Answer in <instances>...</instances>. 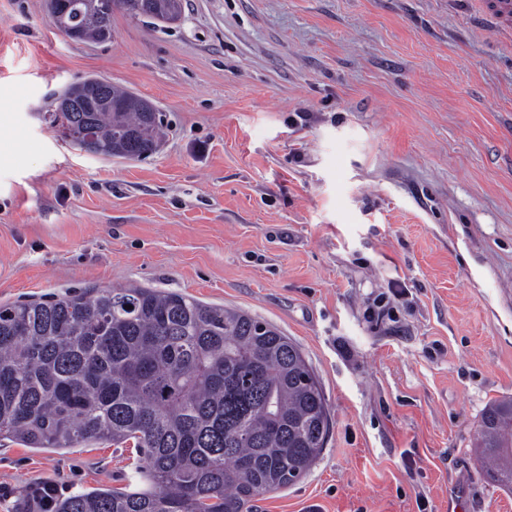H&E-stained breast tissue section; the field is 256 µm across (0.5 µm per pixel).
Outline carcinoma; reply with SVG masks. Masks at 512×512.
<instances>
[{
    "label": "carcinoma",
    "instance_id": "carcinoma-1",
    "mask_svg": "<svg viewBox=\"0 0 512 512\" xmlns=\"http://www.w3.org/2000/svg\"><path fill=\"white\" fill-rule=\"evenodd\" d=\"M182 0H131L156 19ZM83 41L112 18L73 7ZM108 109L51 113L99 154L158 149L164 118L107 83ZM330 431L328 405L299 348L276 327L222 305L146 286L0 306V437L30 448L97 440L142 450L145 487L56 500L54 512H250L297 482ZM476 447L490 481L512 488V399L483 412Z\"/></svg>",
    "mask_w": 512,
    "mask_h": 512
}]
</instances>
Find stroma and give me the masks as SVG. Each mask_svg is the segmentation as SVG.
<instances>
[{
	"instance_id": "35a3bbf8",
	"label": "stroma",
	"mask_w": 512,
	"mask_h": 512,
	"mask_svg": "<svg viewBox=\"0 0 512 512\" xmlns=\"http://www.w3.org/2000/svg\"><path fill=\"white\" fill-rule=\"evenodd\" d=\"M183 5L87 43L46 0H0V305L142 285L276 326L331 429L253 512H512L472 447L512 397V41L461 0ZM87 76L164 114L156 153L92 156L51 126ZM141 459L0 440V512H36L40 482L137 483Z\"/></svg>"
}]
</instances>
